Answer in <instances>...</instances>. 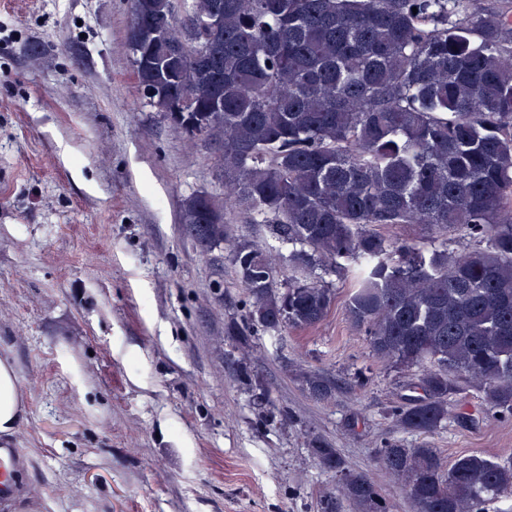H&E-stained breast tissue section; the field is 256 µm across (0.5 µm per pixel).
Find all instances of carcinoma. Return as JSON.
I'll use <instances>...</instances> for the list:
<instances>
[{
  "mask_svg": "<svg viewBox=\"0 0 512 512\" xmlns=\"http://www.w3.org/2000/svg\"><path fill=\"white\" fill-rule=\"evenodd\" d=\"M132 4L138 89L149 98L158 83L141 53L166 28L168 98L148 105L180 106L177 127L213 147L224 181V199H209L217 223H202L193 195L179 224L214 262L229 245L249 325L321 323L336 289L304 273L328 262L354 280L347 311L375 355L418 369L392 411L403 429L445 427L462 375L512 415V0H190L183 16L174 0ZM228 208L272 225L291 246L288 268L237 237ZM412 224L435 244L376 230ZM457 235L474 249L453 254ZM304 381L317 400L333 395L320 375ZM313 453L363 512H383L376 486L337 449L320 442ZM380 458L417 512H481L512 494V463L483 454L446 467L426 442L392 443Z\"/></svg>",
  "mask_w": 512,
  "mask_h": 512,
  "instance_id": "carcinoma-1",
  "label": "carcinoma"
}]
</instances>
